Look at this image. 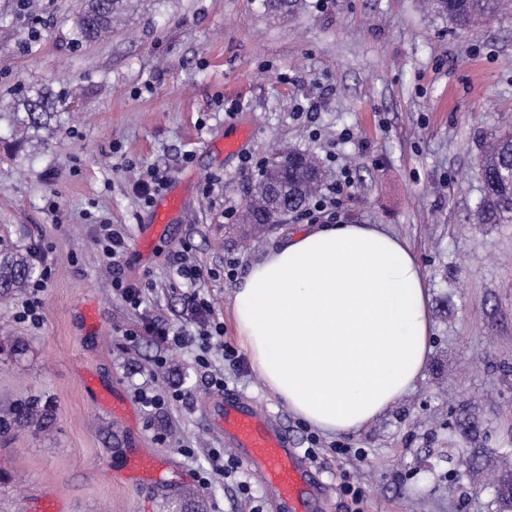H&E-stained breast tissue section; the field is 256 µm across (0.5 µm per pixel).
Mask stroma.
<instances>
[{
  "label": "stroma",
  "instance_id": "35a3bbf8",
  "mask_svg": "<svg viewBox=\"0 0 512 512\" xmlns=\"http://www.w3.org/2000/svg\"><path fill=\"white\" fill-rule=\"evenodd\" d=\"M83 4L0 0V250L31 255L48 275L39 322L19 317L28 288L0 293V419L36 395L54 412L51 430L0 433V512H28L47 491L61 512H174L184 489L203 512H276L256 476L216 475L213 450L234 451L205 421L210 371L314 450L326 512L355 507L345 480L363 491L360 512H496L492 490L449 479L448 460L458 421L474 418L490 433L486 476L512 471V224L472 219L474 161L512 125V17L454 32L421 0H304L280 19L260 0H137L109 37L81 43ZM36 85L51 90L57 121L21 142L13 111ZM242 126L249 138L224 154ZM288 147L316 156L327 184L349 171L341 223L396 234L425 276L423 375L355 433L322 435L270 395L232 317L250 265L312 225L289 217L246 251L224 218ZM152 168L167 172L178 205L143 251ZM104 223L125 234L115 262L97 242ZM184 251L197 282L174 273ZM118 277L145 285L142 311L115 295ZM194 291L235 351L211 349L206 369L196 362L203 319L186 305ZM157 325L182 329L188 345L162 343ZM95 387L131 401V417L97 407ZM141 389L186 400L152 410L137 402Z\"/></svg>",
  "mask_w": 512,
  "mask_h": 512
}]
</instances>
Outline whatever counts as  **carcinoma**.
<instances>
[{
  "mask_svg": "<svg viewBox=\"0 0 512 512\" xmlns=\"http://www.w3.org/2000/svg\"><path fill=\"white\" fill-rule=\"evenodd\" d=\"M264 9L273 15L293 16L302 8V0H263ZM132 7L131 0H86L75 17L76 36L80 40L96 41L112 32ZM429 13L446 21L452 29L466 31L481 24L512 15V0H427ZM51 93L37 88L24 99L16 113L22 114L17 125L23 130L50 129ZM289 159L279 156L261 172L252 186L244 216L252 224H264L282 208L303 211L317 197L324 185V173L312 171V156L292 150ZM482 183L475 219L479 224L512 223V128L503 127L491 135L487 146L475 163ZM36 267L29 256L0 252V292L22 288L34 276ZM50 406L33 397L19 404L13 413V423L36 425L46 429L51 424ZM456 437L473 445L470 456L484 452L487 432L479 422L468 421L459 426ZM497 512H512V473L501 475L496 485Z\"/></svg>",
  "mask_w": 512,
  "mask_h": 512,
  "instance_id": "carcinoma-1",
  "label": "carcinoma"
}]
</instances>
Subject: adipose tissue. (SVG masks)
Returning <instances> with one entry per match:
<instances>
[{"label":"adipose tissue","mask_w":512,"mask_h":512,"mask_svg":"<svg viewBox=\"0 0 512 512\" xmlns=\"http://www.w3.org/2000/svg\"><path fill=\"white\" fill-rule=\"evenodd\" d=\"M232 316L263 386L326 434L359 431L404 397L432 336L413 252L374 224L291 234L252 264Z\"/></svg>","instance_id":"obj_1"}]
</instances>
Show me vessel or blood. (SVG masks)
Wrapping results in <instances>:
<instances>
[{
  "instance_id": "vessel-or-blood-1",
  "label": "vessel or blood",
  "mask_w": 512,
  "mask_h": 512,
  "mask_svg": "<svg viewBox=\"0 0 512 512\" xmlns=\"http://www.w3.org/2000/svg\"><path fill=\"white\" fill-rule=\"evenodd\" d=\"M206 420L229 441L237 459L274 491L280 512H305L320 490L319 481L286 434L247 401L220 393L212 395Z\"/></svg>"
}]
</instances>
